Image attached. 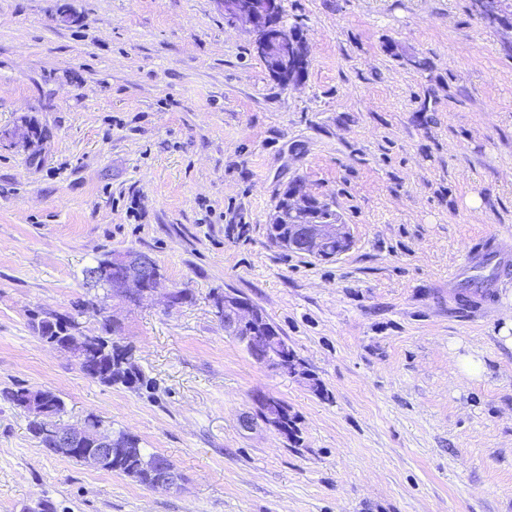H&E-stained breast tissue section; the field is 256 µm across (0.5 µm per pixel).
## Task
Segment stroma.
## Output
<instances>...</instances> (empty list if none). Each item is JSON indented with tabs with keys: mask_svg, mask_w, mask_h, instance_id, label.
Listing matches in <instances>:
<instances>
[{
	"mask_svg": "<svg viewBox=\"0 0 512 512\" xmlns=\"http://www.w3.org/2000/svg\"><path fill=\"white\" fill-rule=\"evenodd\" d=\"M307 65L283 86L217 0H0V391L48 390L181 473L150 489L43 449L0 399V512H512V268L472 310L449 270L512 231V29L472 0H281ZM66 10L71 23L55 20ZM301 183L351 236L331 260L269 242ZM149 253L163 291L86 285ZM188 299L167 305L166 290ZM258 308L304 370L257 363L213 295ZM96 299L147 382L87 377L38 339L98 334ZM473 354L482 373L457 374ZM283 400L295 432L258 415ZM33 327L39 334V338L43 341L51 342L59 336L63 335L70 328L67 321L59 320L53 315L47 314L43 318L39 315L33 318Z\"/></svg>",
	"mask_w": 512,
	"mask_h": 512,
	"instance_id": "1",
	"label": "stroma"
}]
</instances>
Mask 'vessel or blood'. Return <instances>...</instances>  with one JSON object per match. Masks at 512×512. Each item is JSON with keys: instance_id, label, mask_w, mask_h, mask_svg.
<instances>
[{"instance_id": "vessel-or-blood-1", "label": "vessel or blood", "mask_w": 512, "mask_h": 512, "mask_svg": "<svg viewBox=\"0 0 512 512\" xmlns=\"http://www.w3.org/2000/svg\"><path fill=\"white\" fill-rule=\"evenodd\" d=\"M489 240V246L467 249L461 263L449 272V284L464 279L479 294L496 287L492 270L495 266L512 261V235L494 232Z\"/></svg>"}]
</instances>
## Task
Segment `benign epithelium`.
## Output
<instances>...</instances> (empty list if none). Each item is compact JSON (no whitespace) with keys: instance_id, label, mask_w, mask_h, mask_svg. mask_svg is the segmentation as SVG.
<instances>
[{"instance_id":"benign-epithelium-1","label":"benign epithelium","mask_w":512,"mask_h":512,"mask_svg":"<svg viewBox=\"0 0 512 512\" xmlns=\"http://www.w3.org/2000/svg\"><path fill=\"white\" fill-rule=\"evenodd\" d=\"M224 10L225 19L235 24L246 23L256 33L255 49L266 62L269 72L285 84L295 83L296 69L306 64L303 44L291 27L277 17L279 0H216ZM325 204L316 198L301 194L296 185L288 187L282 196V204L269 225L270 240L277 246L290 248L299 245L319 259H332L344 253L350 238L342 224H293L288 216L304 210L315 214ZM336 244V251L329 245ZM111 269L122 288L142 297L153 294L161 283V275L150 254L138 251L112 253ZM224 334L238 340L253 354L259 355L258 363L277 371H284L279 355V337L270 324L244 298L224 294ZM56 347L70 353L79 363L84 374L94 372L86 356L87 336L81 332L70 333ZM269 397L258 398L260 415L269 425L281 432L288 431L286 418L269 412ZM31 429L44 439L46 446L61 456H78L81 461L96 468H103L112 459V437L109 433L93 432L88 424L72 428L53 421L57 413L53 409L34 404L25 405ZM152 488L160 491L179 486L175 466L165 460L153 471Z\"/></svg>"}]
</instances>
